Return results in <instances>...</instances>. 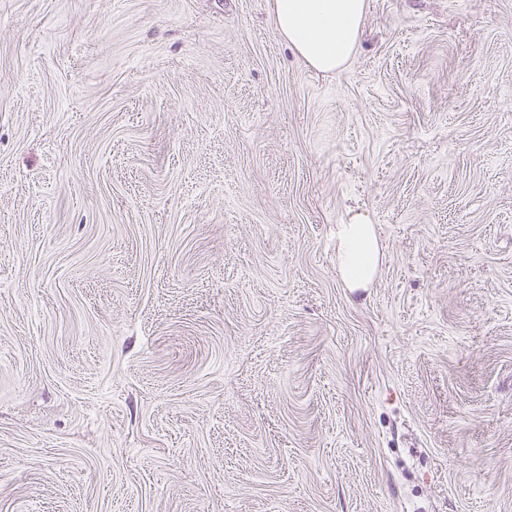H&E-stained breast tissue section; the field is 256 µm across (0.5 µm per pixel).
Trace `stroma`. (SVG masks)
<instances>
[{
	"label": "stroma",
	"instance_id": "35a3bbf8",
	"mask_svg": "<svg viewBox=\"0 0 512 512\" xmlns=\"http://www.w3.org/2000/svg\"><path fill=\"white\" fill-rule=\"evenodd\" d=\"M271 11L0 0V512H512V0ZM365 8V0H273L272 18L307 66L334 72L358 46ZM381 258L372 224H340L336 232V266L347 288H369Z\"/></svg>",
	"mask_w": 512,
	"mask_h": 512
}]
</instances>
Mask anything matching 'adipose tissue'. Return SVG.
Returning a JSON list of instances; mask_svg holds the SVG:
<instances>
[{"label":"adipose tissue","mask_w":512,"mask_h":512,"mask_svg":"<svg viewBox=\"0 0 512 512\" xmlns=\"http://www.w3.org/2000/svg\"><path fill=\"white\" fill-rule=\"evenodd\" d=\"M365 0H273L277 32L310 68L340 69L355 52L365 19ZM381 258L373 225H339L336 266L349 288L370 287Z\"/></svg>","instance_id":"1"}]
</instances>
